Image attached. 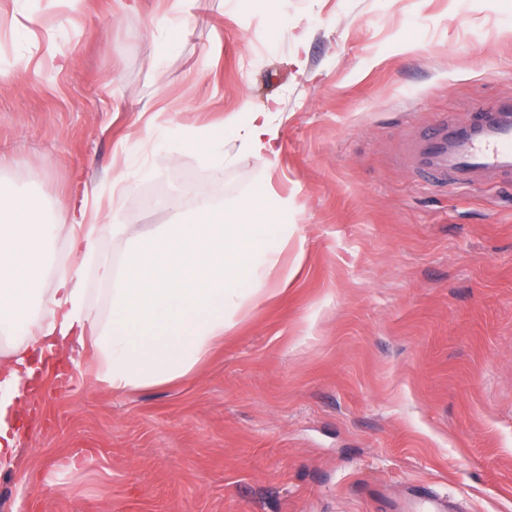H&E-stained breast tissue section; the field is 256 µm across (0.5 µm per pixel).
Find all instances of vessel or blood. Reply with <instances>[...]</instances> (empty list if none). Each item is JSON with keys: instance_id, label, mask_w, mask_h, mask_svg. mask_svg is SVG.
Wrapping results in <instances>:
<instances>
[{"instance_id": "1", "label": "vessel or blood", "mask_w": 512, "mask_h": 512, "mask_svg": "<svg viewBox=\"0 0 512 512\" xmlns=\"http://www.w3.org/2000/svg\"><path fill=\"white\" fill-rule=\"evenodd\" d=\"M416 177L435 186L469 187L475 177H512V96L475 112L470 121L436 119L411 146ZM393 512H448V502L429 488L409 486Z\"/></svg>"}]
</instances>
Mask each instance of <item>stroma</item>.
<instances>
[{
    "label": "stroma",
    "instance_id": "1",
    "mask_svg": "<svg viewBox=\"0 0 512 512\" xmlns=\"http://www.w3.org/2000/svg\"><path fill=\"white\" fill-rule=\"evenodd\" d=\"M0 0V177L47 211L146 164L144 197L217 204L271 184L296 232L285 291L234 319L195 376L115 391L63 353L0 472V512H388L412 483L512 512V182L418 183L407 148L512 93V0H281L288 27L207 0L154 56L170 0ZM277 103L264 170L213 171L146 127Z\"/></svg>",
    "mask_w": 512,
    "mask_h": 512
}]
</instances>
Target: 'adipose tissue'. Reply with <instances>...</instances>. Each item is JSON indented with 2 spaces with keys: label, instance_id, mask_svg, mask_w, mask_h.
Masks as SVG:
<instances>
[{
  "label": "adipose tissue",
  "instance_id": "obj_1",
  "mask_svg": "<svg viewBox=\"0 0 512 512\" xmlns=\"http://www.w3.org/2000/svg\"><path fill=\"white\" fill-rule=\"evenodd\" d=\"M266 171H275L280 131L271 109L229 113L222 124L184 126L179 136L154 129L156 145L197 153L214 170L231 162L227 137ZM101 198L84 191L73 205L70 249L93 260L104 233L125 246L99 267L108 286L109 317L85 303L80 266L50 273L57 231L35 201L0 180V334L19 342L0 360V471L11 468L22 416L40 400L44 357L91 342L97 378L125 391L192 376L232 326L233 318L279 283L289 282L281 259L295 230L288 200L264 186L226 208L198 193L196 205L169 206L175 224L142 234L102 213Z\"/></svg>",
  "mask_w": 512,
  "mask_h": 512
}]
</instances>
